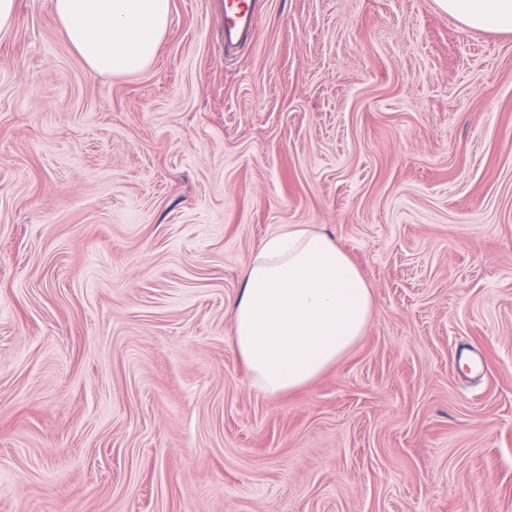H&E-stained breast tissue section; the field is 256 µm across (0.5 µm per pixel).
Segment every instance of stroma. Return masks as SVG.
Segmentation results:
<instances>
[{"mask_svg":"<svg viewBox=\"0 0 512 512\" xmlns=\"http://www.w3.org/2000/svg\"><path fill=\"white\" fill-rule=\"evenodd\" d=\"M171 0L88 69L51 0L0 33V512H512V33L437 0ZM285 224L361 270L305 386L232 349ZM250 1V3H249ZM254 0H227L224 2L225 43L247 38L256 26Z\"/></svg>","mask_w":512,"mask_h":512,"instance_id":"1","label":"stroma"}]
</instances>
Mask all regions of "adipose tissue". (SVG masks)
Listing matches in <instances>:
<instances>
[{"label":"adipose tissue","mask_w":512,"mask_h":512,"mask_svg":"<svg viewBox=\"0 0 512 512\" xmlns=\"http://www.w3.org/2000/svg\"><path fill=\"white\" fill-rule=\"evenodd\" d=\"M63 35L87 67L127 74L149 66L171 0H52ZM465 26L512 33V0H439ZM369 284L326 235L284 225L245 268L233 304V346L265 393L304 386L342 358L371 321Z\"/></svg>","instance_id":"adipose-tissue-1"}]
</instances>
